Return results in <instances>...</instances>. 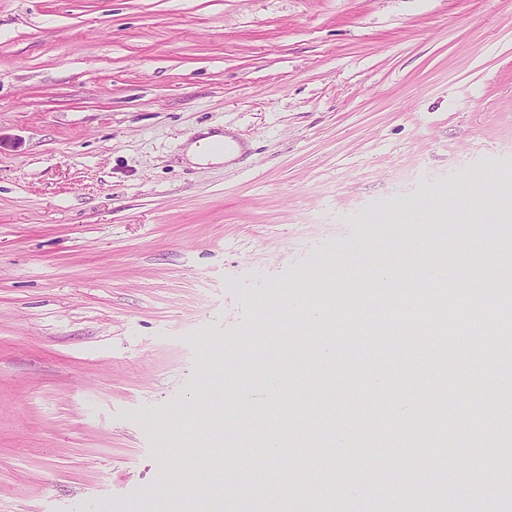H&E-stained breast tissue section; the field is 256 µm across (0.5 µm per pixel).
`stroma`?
I'll use <instances>...</instances> for the list:
<instances>
[{
    "instance_id": "35a3bbf8",
    "label": "stroma",
    "mask_w": 512,
    "mask_h": 512,
    "mask_svg": "<svg viewBox=\"0 0 512 512\" xmlns=\"http://www.w3.org/2000/svg\"><path fill=\"white\" fill-rule=\"evenodd\" d=\"M204 129L243 156L190 161ZM0 135V512H512V357L473 356L512 270V227L477 235L512 214V0H0ZM448 250L452 350L364 266L410 288ZM445 401L483 405L496 500L449 496Z\"/></svg>"
}]
</instances>
